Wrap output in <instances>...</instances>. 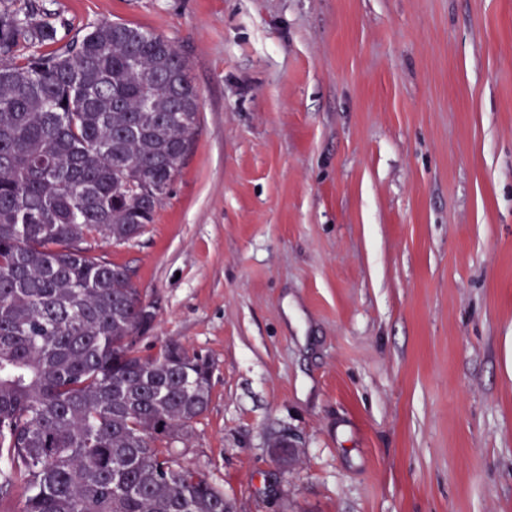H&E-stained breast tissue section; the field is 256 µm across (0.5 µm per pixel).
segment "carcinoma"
<instances>
[{
	"label": "carcinoma",
	"instance_id": "obj_1",
	"mask_svg": "<svg viewBox=\"0 0 512 512\" xmlns=\"http://www.w3.org/2000/svg\"><path fill=\"white\" fill-rule=\"evenodd\" d=\"M199 94L171 40L104 21L63 41L31 0L0 5V506L21 512H224L179 464L210 400L208 362L138 343L129 270L87 238L153 223L191 151Z\"/></svg>",
	"mask_w": 512,
	"mask_h": 512
}]
</instances>
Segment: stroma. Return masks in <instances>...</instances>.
<instances>
[{
	"label": "stroma",
	"instance_id": "obj_1",
	"mask_svg": "<svg viewBox=\"0 0 512 512\" xmlns=\"http://www.w3.org/2000/svg\"><path fill=\"white\" fill-rule=\"evenodd\" d=\"M174 41L193 149L92 238L212 367L232 512H512V0H35ZM297 444L283 466L269 448Z\"/></svg>",
	"mask_w": 512,
	"mask_h": 512
}]
</instances>
